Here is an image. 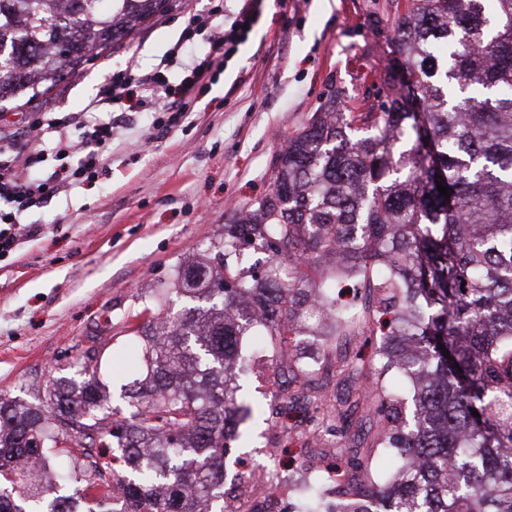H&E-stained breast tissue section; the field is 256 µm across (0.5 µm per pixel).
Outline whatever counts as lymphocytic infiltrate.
<instances>
[{
    "instance_id": "1",
    "label": "lymphocytic infiltrate",
    "mask_w": 512,
    "mask_h": 512,
    "mask_svg": "<svg viewBox=\"0 0 512 512\" xmlns=\"http://www.w3.org/2000/svg\"><path fill=\"white\" fill-rule=\"evenodd\" d=\"M259 5L260 0H246L231 18L225 17L220 4L212 7L210 16H189L183 29L188 40L210 25L212 17H224L225 22L215 33L209 52L176 77H169L162 66L145 73L129 68L112 75L105 95L91 102L87 112L63 117L36 112L27 120L23 137L0 133V255L41 231L40 225L19 223V214L42 207L65 188L96 178L112 142L114 124L108 115L122 111L131 87L172 96L180 109H187L194 89L220 73L225 58L244 40L247 27L258 18ZM50 159L55 162L52 171L41 178L32 177V169Z\"/></svg>"
}]
</instances>
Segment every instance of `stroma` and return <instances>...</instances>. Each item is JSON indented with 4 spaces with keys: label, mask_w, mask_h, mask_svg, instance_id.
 <instances>
[{
    "label": "stroma",
    "mask_w": 512,
    "mask_h": 512,
    "mask_svg": "<svg viewBox=\"0 0 512 512\" xmlns=\"http://www.w3.org/2000/svg\"><path fill=\"white\" fill-rule=\"evenodd\" d=\"M373 0H264L261 13L224 70L194 91L180 126L159 134L157 104L133 96L93 184L68 188L19 218L40 236L0 256V394L33 400L85 351L103 350L114 405L128 378L131 347L123 338L141 296L166 281L180 258L205 250L240 209L272 189L273 162L328 94L351 103L374 96L367 76L391 67L388 33L373 27ZM210 0H173L111 56L93 57L47 94L41 109L82 111L112 72L132 66L177 71L208 49L200 32L173 47L187 15ZM353 343L334 344L310 392L349 404L353 433L367 434L361 377L343 370ZM281 438L255 421L245 466L229 467L225 487L249 476Z\"/></svg>",
    "instance_id": "1"
}]
</instances>
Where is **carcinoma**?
<instances>
[{"instance_id": "carcinoma-1", "label": "carcinoma", "mask_w": 512, "mask_h": 512, "mask_svg": "<svg viewBox=\"0 0 512 512\" xmlns=\"http://www.w3.org/2000/svg\"><path fill=\"white\" fill-rule=\"evenodd\" d=\"M495 3L373 12L399 68L380 77L385 99L332 92L275 157L271 191L131 315L147 317L127 328L145 374L121 386L126 408L95 350L35 404L0 395V512H224L227 443L246 442L239 427L259 410L241 393L250 326L265 334L277 415L320 371L297 337H319L325 355L342 336L384 350L379 368L356 353L370 433L315 451L297 512H512V0ZM169 8L0 0V105L36 98ZM340 281L366 293L359 316ZM174 295L186 306L171 318ZM393 368L413 387L410 422L382 382ZM310 423L343 433L324 394ZM384 449L398 462L381 485Z\"/></svg>"}]
</instances>
